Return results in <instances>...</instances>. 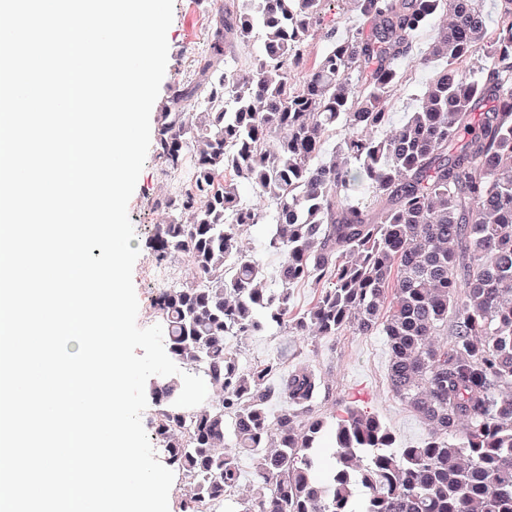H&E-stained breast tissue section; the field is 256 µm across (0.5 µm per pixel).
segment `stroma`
Returning a JSON list of instances; mask_svg holds the SVG:
<instances>
[{
    "mask_svg": "<svg viewBox=\"0 0 512 512\" xmlns=\"http://www.w3.org/2000/svg\"><path fill=\"white\" fill-rule=\"evenodd\" d=\"M215 9L214 0H174L161 95H168L175 82L192 78L194 62L208 46ZM188 184V170L166 171L150 157L145 161L129 201L128 214L135 231L130 246L140 251L133 268L139 326L153 325L149 300L161 286L160 281L143 274L145 268L155 264L147 239L155 225L164 223L169 216L164 200L176 197ZM230 347L245 367L279 356L285 366L306 364L318 372L327 391L317 397L315 415H329L332 397H344L378 413L394 431L398 446L420 443L427 435L420 419L391 395L387 381L388 352L381 337L352 332L339 336H306L293 329L267 326L247 336L232 337Z\"/></svg>",
    "mask_w": 512,
    "mask_h": 512,
    "instance_id": "35a3bbf8",
    "label": "stroma"
}]
</instances>
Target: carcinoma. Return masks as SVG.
Instances as JSON below:
<instances>
[{"label": "carcinoma", "instance_id": "carcinoma-1", "mask_svg": "<svg viewBox=\"0 0 512 512\" xmlns=\"http://www.w3.org/2000/svg\"><path fill=\"white\" fill-rule=\"evenodd\" d=\"M363 24L337 35L331 2ZM484 0H235L219 5L195 78L175 83L157 114L153 155L189 185L164 202L150 238L155 261L183 255L195 275L159 288L150 308L173 362L220 392L174 406L175 377L149 384L163 461L182 475L180 512H512V0L495 28ZM447 22L418 59L412 36ZM329 46L308 64L310 40ZM261 42L252 69L224 62V44ZM494 59L476 77L472 48ZM437 64L416 110L393 126L387 100L400 62ZM204 100L202 112H186ZM390 128L382 139L363 134ZM340 159L326 163V139ZM249 186L274 203L268 247L279 287L237 250L265 216L241 203ZM367 189L355 203L343 199ZM315 295L292 309L293 288ZM265 325L384 338L393 396L427 436L399 448L381 417L335 408L333 464L317 477L324 421L318 374L267 359L239 365L227 346ZM279 376L278 387L270 378ZM285 406L269 422L273 397ZM232 447H224V435ZM252 494L238 495L240 459Z\"/></svg>", "mask_w": 512, "mask_h": 512}]
</instances>
